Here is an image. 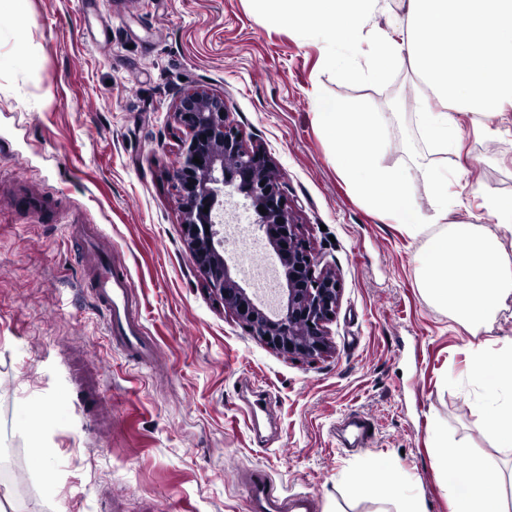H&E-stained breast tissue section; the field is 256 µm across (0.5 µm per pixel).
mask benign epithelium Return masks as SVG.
Instances as JSON below:
<instances>
[{
    "label": "benign epithelium",
    "mask_w": 512,
    "mask_h": 512,
    "mask_svg": "<svg viewBox=\"0 0 512 512\" xmlns=\"http://www.w3.org/2000/svg\"><path fill=\"white\" fill-rule=\"evenodd\" d=\"M174 122L186 131L177 165L169 178L183 215V242L209 289L236 321L269 348L306 362L331 353L326 324L336 314L341 283L321 269L288 209L275 163L258 145L240 138L224 94L207 90L183 93L174 105ZM199 158L201 163L193 162ZM243 194L257 212L258 229L268 240L284 273L276 290L286 302L269 313L242 286L224 258V193ZM208 212H203L204 207ZM264 208L266 213L259 212Z\"/></svg>",
    "instance_id": "obj_1"
}]
</instances>
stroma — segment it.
<instances>
[{
    "label": "stroma",
    "mask_w": 512,
    "mask_h": 512,
    "mask_svg": "<svg viewBox=\"0 0 512 512\" xmlns=\"http://www.w3.org/2000/svg\"><path fill=\"white\" fill-rule=\"evenodd\" d=\"M265 8L0 0V465L21 471L27 512H249L239 476L253 468L310 495L313 512H394L377 489L347 486L379 463L428 512H448L444 467L512 458L475 427L471 337L419 286L424 238L348 191L316 100L384 113L381 164L447 173L449 224L491 230L486 200L512 197V112L493 138L458 113L459 145L431 154L410 62L378 83L327 70L323 37L293 20L267 26ZM193 89L223 93L247 143L271 154L320 267L338 274L330 356L308 363L250 336L184 247L168 174L185 132L171 112ZM71 224L98 225L106 256L127 265L152 361L113 351ZM498 232L512 259V233ZM91 380L99 419L83 409ZM256 390L268 414L254 426ZM354 415L375 429L366 445L336 431Z\"/></svg>",
    "instance_id": "stroma-1"
}]
</instances>
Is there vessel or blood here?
Masks as SVG:
<instances>
[{
	"mask_svg": "<svg viewBox=\"0 0 512 512\" xmlns=\"http://www.w3.org/2000/svg\"><path fill=\"white\" fill-rule=\"evenodd\" d=\"M72 235L82 238L88 250L85 263L92 276V291L103 312L107 338L113 347L146 362L154 355L152 339L136 311L131 278L121 261L102 258L96 245L102 236L98 225L75 224ZM250 512H309L310 498L304 494H283L260 468L250 471L245 481Z\"/></svg>",
	"mask_w": 512,
	"mask_h": 512,
	"instance_id": "b4317fda",
	"label": "vessel or blood"
}]
</instances>
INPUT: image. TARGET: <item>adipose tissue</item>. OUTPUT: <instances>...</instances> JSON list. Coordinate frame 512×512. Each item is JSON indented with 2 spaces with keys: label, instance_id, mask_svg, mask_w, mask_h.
<instances>
[{
  "label": "adipose tissue",
  "instance_id": "ef3b65f1",
  "mask_svg": "<svg viewBox=\"0 0 512 512\" xmlns=\"http://www.w3.org/2000/svg\"><path fill=\"white\" fill-rule=\"evenodd\" d=\"M387 0H278L264 20L277 26L295 17L333 45L325 66L348 73L365 60L366 79L410 61L435 102L417 114L423 139L439 154L462 134L449 104L458 102L478 116L486 136L512 110V0H406V28L371 27ZM319 124L334 147L337 168L351 190L380 215L425 238L418 275L428 299L448 308L477 337L495 309L512 296V260L497 234L473 225H447L448 181L430 166L397 171L378 159L385 115L345 112L336 101L317 103ZM434 200L433 214L417 203L418 187ZM479 394L472 402L479 431L499 447H512V355L477 342L467 373ZM484 464L446 471L444 488L452 512H512L501 484L488 483Z\"/></svg>",
  "mask_w": 512,
  "mask_h": 512
}]
</instances>
